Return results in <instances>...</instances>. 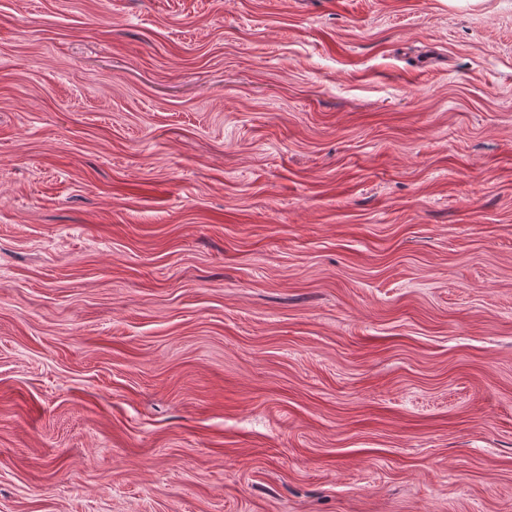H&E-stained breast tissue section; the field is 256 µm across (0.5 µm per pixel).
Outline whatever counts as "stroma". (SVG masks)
Returning <instances> with one entry per match:
<instances>
[{"mask_svg": "<svg viewBox=\"0 0 512 512\" xmlns=\"http://www.w3.org/2000/svg\"><path fill=\"white\" fill-rule=\"evenodd\" d=\"M0 512H512V0H0Z\"/></svg>", "mask_w": 512, "mask_h": 512, "instance_id": "stroma-1", "label": "stroma"}]
</instances>
